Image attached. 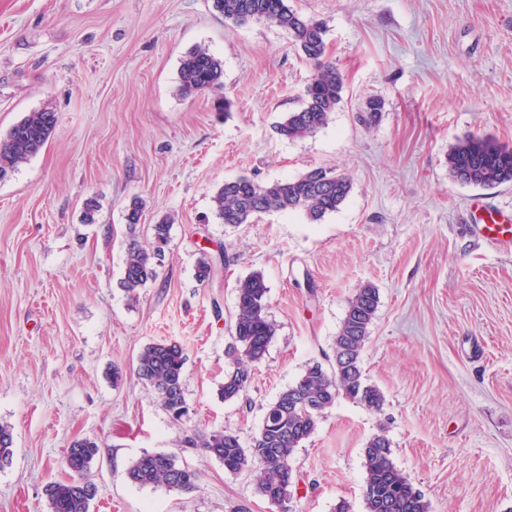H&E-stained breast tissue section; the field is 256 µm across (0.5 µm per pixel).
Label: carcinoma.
<instances>
[{
  "label": "carcinoma",
  "instance_id": "carcinoma-1",
  "mask_svg": "<svg viewBox=\"0 0 512 512\" xmlns=\"http://www.w3.org/2000/svg\"><path fill=\"white\" fill-rule=\"evenodd\" d=\"M214 8L238 25L264 21L288 31L295 44L314 69L306 85L299 109L288 113L277 125V132L288 140L310 136L325 126L342 101L344 82L336 65L326 53V26L291 9L286 0H214ZM223 67L206 47H197L181 61L180 90L193 94L222 87ZM384 103L367 100L359 121L375 124ZM57 123L56 112L49 108L30 112L0 138V179L18 165L36 155L46 144ZM448 172L453 180L479 187L512 183V148L479 136H469L448 153ZM352 189L350 178L329 168L316 167L291 181L257 183L248 178L224 182L213 202L215 214L223 224H247L255 216L269 211L301 210L311 222L335 212ZM171 224L162 219L152 225V241L143 245L132 240L127 249L121 286L135 293L158 277L156 259L162 256L170 240ZM267 293L263 276L253 273L238 281L236 313L230 326L232 343L227 356L232 371L224 378L220 396L239 398L251 382L275 334L267 315ZM379 290L372 284L358 288L347 302L345 316L334 338V363L331 369L315 363L292 386L282 391L266 409L262 425L245 448L238 436L216 430L199 439H189L191 447L218 459L224 469L239 473L256 469L258 493L271 505L291 512L293 486L292 456L315 433L326 410L339 397L348 398L368 410H380L385 403L383 391L365 381L362 354L376 317ZM185 352L177 342L150 343L139 352L137 376L149 385L162 406L175 418L182 417L178 405L185 403ZM391 443L384 433L372 435L364 445L365 481L363 497L367 512H430L422 491L414 488L393 465ZM98 454V444L90 439L72 443L69 469L75 477L52 482L46 488L50 512H89L92 497L89 482L78 479ZM13 456V434L0 425V469ZM127 480L137 486H164L185 493L198 489L196 471L178 463L165 453H146L133 461L126 471Z\"/></svg>",
  "mask_w": 512,
  "mask_h": 512
}]
</instances>
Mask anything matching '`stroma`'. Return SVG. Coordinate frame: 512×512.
Returning a JSON list of instances; mask_svg holds the SVG:
<instances>
[{
    "label": "stroma",
    "mask_w": 512,
    "mask_h": 512,
    "mask_svg": "<svg viewBox=\"0 0 512 512\" xmlns=\"http://www.w3.org/2000/svg\"><path fill=\"white\" fill-rule=\"evenodd\" d=\"M287 4L325 23L344 79L327 125L295 141L276 125L313 71L285 30L236 25L213 0H0V135L46 106L58 117L43 149L0 180V424L13 432L0 512H49L45 489L70 480L69 449L85 438L99 445L91 512H276L251 470L227 472L186 440L224 429L250 445L283 390L309 365L331 366L347 301L367 283L379 307L362 368L386 401L374 412L342 397L326 411L293 456V512L342 501L365 512L362 449L381 430L430 512H512V253L481 241L470 215L477 201L512 210V183L448 173L467 136L512 147V0ZM199 46L223 64L221 93L179 89ZM219 95L229 111H215ZM372 97L384 109L367 128L357 114ZM315 167L352 181L321 221L216 218L224 182ZM164 217L159 275L129 296L128 244L149 242ZM255 272L275 334L227 401L236 287ZM164 341L186 355L179 419L134 371L140 350ZM156 452L196 470L198 490L128 482L129 465Z\"/></svg>",
    "instance_id": "35a3bbf8"
}]
</instances>
